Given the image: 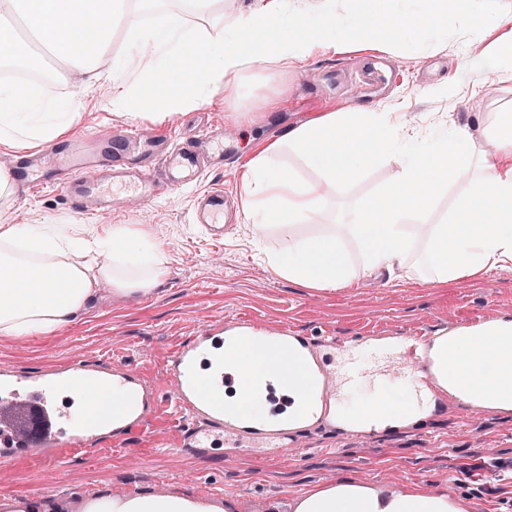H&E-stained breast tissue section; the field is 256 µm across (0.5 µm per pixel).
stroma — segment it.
I'll use <instances>...</instances> for the list:
<instances>
[{
	"label": "stroma",
	"mask_w": 512,
	"mask_h": 512,
	"mask_svg": "<svg viewBox=\"0 0 512 512\" xmlns=\"http://www.w3.org/2000/svg\"><path fill=\"white\" fill-rule=\"evenodd\" d=\"M496 29L473 26L461 17L440 41L422 42L413 34L406 47L380 52L381 65L393 80L374 88L360 69L368 52L314 50L301 62L271 58L253 63L241 82L216 89L198 108L178 112L163 123L133 116L113 103L103 84L83 92L76 135H90L105 123L114 128L199 133L205 121L236 139L238 158L210 170L200 181L180 186L137 207L117 200L98 231L115 224H142L159 230L165 279L147 294L125 296L102 286L87 312L55 334L35 338L0 335V364L33 370L78 355L88 360L122 359L144 370L156 390H164L162 367L167 355L205 321L246 316L265 324H288L308 333L331 330L352 336L370 328L412 332L451 319L469 320L500 312L512 316V271H493L460 279L448 287L426 283L419 265L422 240H414L409 258L394 277L358 278L345 288L319 291L276 275L258 252L275 247V230L258 233L244 214L227 223L222 240H213L193 221L198 195L218 187L240 197L245 162L257 150L323 112L387 110L397 124L418 133L427 145L437 129L454 121L467 127L479 148H488L486 132L500 113L512 111V78H496L487 92H475L459 72L468 60L482 57L498 37ZM454 84L453 97L440 89ZM397 163L379 165L357 179L340 183L329 213L352 220L359 201L387 185ZM7 224H72L61 192L15 191L11 208L0 214ZM169 407L152 423L149 440L126 447L106 444L88 456L65 458L50 468L39 456L0 461V498L20 500L23 512H61L58 492L93 499L103 495L175 492L219 500L230 512H292L304 489L343 477H355L385 491L419 483L462 500L465 512H499L496 499H470L462 485L463 466L486 462L482 475L499 480L512 497V479H500L494 463L512 458V411L473 409L466 425L452 416L428 415V427L374 439L326 435L300 439L278 459L250 454L224 458L174 447L176 427Z\"/></svg>",
	"instance_id": "stroma-1"
}]
</instances>
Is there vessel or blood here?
Masks as SVG:
<instances>
[{"mask_svg":"<svg viewBox=\"0 0 512 512\" xmlns=\"http://www.w3.org/2000/svg\"><path fill=\"white\" fill-rule=\"evenodd\" d=\"M213 133L175 144L170 134L152 137L139 130L105 126L90 137L53 146L37 154L12 159L10 169L20 189H54L69 201L75 216L106 213L112 196L108 184H131L138 200L148 201L179 184L192 181L204 166L223 168L232 152L211 147ZM111 150L100 149L101 141ZM224 193L198 196L195 221L220 235ZM450 322L392 339L389 336L341 337L331 332L308 336L282 326L275 334L281 352H301L320 376L318 406L306 409L305 421L335 426L337 412L346 410L353 393H376L382 386L406 382L414 395L428 388V351L434 340L458 329ZM250 320L211 322L169 355L166 400L180 420L183 446L212 448L217 443L240 452L263 450L278 456L294 447L298 429L262 415L243 416L224 402V390L235 378L223 370L198 374L212 351L235 335L255 332ZM399 342L396 373L376 370L387 359V345ZM158 399L149 379L124 361L93 364L73 357L35 371L0 369V457L12 459L33 452L57 466L63 451L86 455L107 439L147 437Z\"/></svg>","mask_w":512,"mask_h":512,"instance_id":"b4317fda","label":"vessel or blood"}]
</instances>
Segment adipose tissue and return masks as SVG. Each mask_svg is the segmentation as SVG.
<instances>
[{"label":"adipose tissue","mask_w":512,"mask_h":512,"mask_svg":"<svg viewBox=\"0 0 512 512\" xmlns=\"http://www.w3.org/2000/svg\"><path fill=\"white\" fill-rule=\"evenodd\" d=\"M0 0V57L32 65L51 56L64 73L80 72L87 83L111 81L117 102L155 121L196 108L217 87L241 78L252 62L273 57L300 61L314 48L341 52L369 43L386 50L402 48L412 29L402 0H321L314 15L294 18L288 0H255L224 35L221 0ZM475 0H425L423 32L435 38L458 14L474 12ZM127 34L124 54L111 55L118 31ZM81 91L69 95L60 111L42 86L25 98L0 84V142L20 150L58 142L78 123ZM410 136L389 112H328L269 144L246 165L242 207L247 220L276 228V248L262 261L281 277L304 287L333 290L356 276L380 277L404 258L414 236L425 241L429 283L448 286L464 277L512 270V114L490 132L492 148L476 170L466 127L449 124L424 150L402 164L391 183L366 198L349 224H320L337 184L357 178L396 157ZM295 153L316 175L307 183L281 176L274 163L284 151ZM468 179L446 222L418 225L440 185ZM320 224L303 236L301 224ZM167 275L161 247L139 224L113 225L105 237L75 239L51 224H0V335L47 336L89 307L100 286L124 295L145 293ZM277 345L270 339L224 347L225 370L252 392L230 398L242 415L259 408L257 396L277 379L294 407L305 403L317 384L302 370V357L272 370ZM432 372L442 389L465 402L499 412L512 411V319L464 327L438 341ZM405 386H385L373 400L344 413L362 426L373 419L405 423L409 410ZM294 512H463L458 501L413 484L386 495L354 477L314 486L294 501ZM83 512H224L222 505L178 493L106 495L87 502Z\"/></svg>","instance_id":"adipose-tissue-1"}]
</instances>
